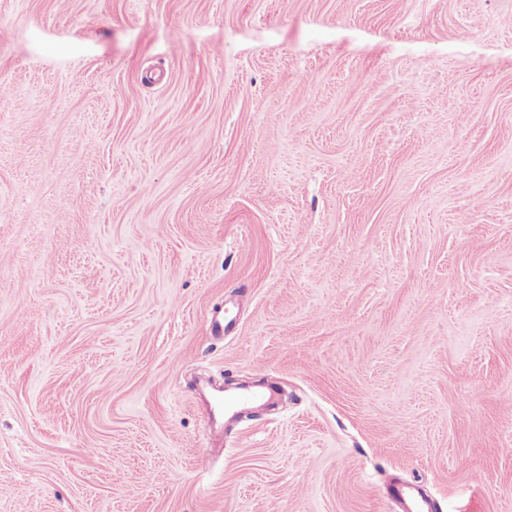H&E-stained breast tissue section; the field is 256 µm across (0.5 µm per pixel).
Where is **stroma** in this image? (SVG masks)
<instances>
[{"label":"stroma","mask_w":512,"mask_h":512,"mask_svg":"<svg viewBox=\"0 0 512 512\" xmlns=\"http://www.w3.org/2000/svg\"><path fill=\"white\" fill-rule=\"evenodd\" d=\"M0 88V512H512V0H0ZM270 393L269 397H266V392ZM272 398V390H242L235 394H226L218 396L214 402V410L217 411H228L237 407H245L267 401Z\"/></svg>","instance_id":"stroma-1"}]
</instances>
